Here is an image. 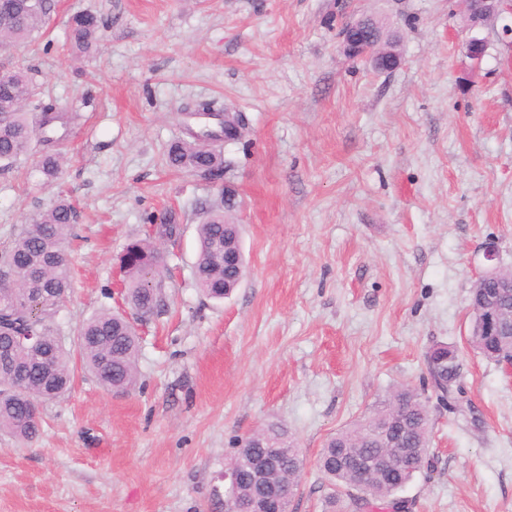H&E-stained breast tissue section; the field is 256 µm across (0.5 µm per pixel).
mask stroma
<instances>
[{
    "instance_id": "35a3bbf8",
    "label": "stroma",
    "mask_w": 512,
    "mask_h": 512,
    "mask_svg": "<svg viewBox=\"0 0 512 512\" xmlns=\"http://www.w3.org/2000/svg\"><path fill=\"white\" fill-rule=\"evenodd\" d=\"M79 11L104 27L87 53L64 47ZM365 17L397 36L393 71L345 54L343 26ZM470 35L463 0H53L41 36L0 49L75 116L53 182L35 153L0 168V249L58 195L77 207L65 342L119 306L128 243L168 214L182 226L167 308L137 326L135 390L82 375L42 406L37 439L0 431V512H224L237 440L270 422L306 459L293 512H324L326 438L394 386L431 393L440 343L460 377L450 405L431 401L428 465L400 496L512 512V374L468 343L484 246L512 268V47L481 28L475 67ZM202 101L247 119L215 179L163 161ZM228 199L248 271L213 301L198 226Z\"/></svg>"
}]
</instances>
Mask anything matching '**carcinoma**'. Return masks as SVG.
<instances>
[{
  "label": "carcinoma",
  "instance_id": "1",
  "mask_svg": "<svg viewBox=\"0 0 512 512\" xmlns=\"http://www.w3.org/2000/svg\"><path fill=\"white\" fill-rule=\"evenodd\" d=\"M18 2L17 11L0 23L1 48L41 32L53 7L51 0ZM99 28L93 13L74 14L69 21L70 44L79 51L89 49L98 38ZM14 77L13 83L0 85V166L9 168L30 155L38 141L43 150L37 168L50 182L62 163V156L51 145L71 117L62 112L30 116L29 109L36 107L32 79L23 67L15 70ZM166 164L178 171L219 176L224 171V155L203 143L179 138L170 145ZM76 220L74 204L61 195L0 250V348L4 336H39L43 346L39 352L19 343L13 349L11 363L0 366V431L24 442L33 441L40 432L42 405L65 395L78 370L91 372L108 391L129 392L137 385L139 337L123 313L104 310L93 315L80 326L70 348L52 326L71 287L66 244ZM180 233L181 225L169 218L149 230L144 239L129 244L119 257L124 303L144 318L164 312V307L158 305L164 280L157 243H173ZM198 238V285L206 296L221 300L231 292L234 280L233 273L224 269V254L218 247L227 238L239 242L240 225L224 223V211H213L198 226ZM471 312L469 345L495 364L511 356L512 335H485L475 300ZM425 362L434 395L442 403L448 401L460 373L457 352L437 344L426 352ZM399 420L406 425V446L413 449L410 459L399 462L387 476L374 470L358 475L343 465V459L351 453L371 456L384 447L386 433ZM430 432L429 397L407 385L393 388L366 414L326 440L317 466L333 486L328 507L335 509L341 498L347 497L361 509L386 512L404 508L397 493L424 469ZM272 452L281 456V463L271 481L299 486L304 457L287 429L268 424L241 440L235 459L237 480L224 498V512H232L236 503L255 492L248 464Z\"/></svg>",
  "mask_w": 512,
  "mask_h": 512
}]
</instances>
